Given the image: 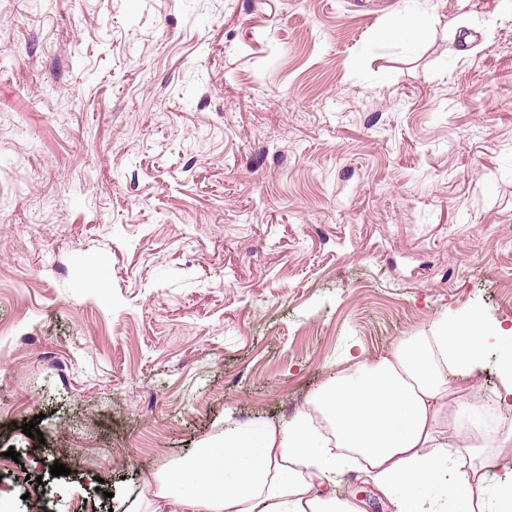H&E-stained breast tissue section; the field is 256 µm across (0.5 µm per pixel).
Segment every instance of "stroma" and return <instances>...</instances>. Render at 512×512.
Masks as SVG:
<instances>
[{"mask_svg":"<svg viewBox=\"0 0 512 512\" xmlns=\"http://www.w3.org/2000/svg\"><path fill=\"white\" fill-rule=\"evenodd\" d=\"M474 2L0 0L12 512H116L448 309L512 327V20Z\"/></svg>","mask_w":512,"mask_h":512,"instance_id":"stroma-1","label":"stroma"}]
</instances>
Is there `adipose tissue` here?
<instances>
[{"label":"adipose tissue","mask_w":512,"mask_h":512,"mask_svg":"<svg viewBox=\"0 0 512 512\" xmlns=\"http://www.w3.org/2000/svg\"><path fill=\"white\" fill-rule=\"evenodd\" d=\"M498 349L497 399L512 400V329L449 311L367 360L353 355L288 419L225 421L223 435L143 478L125 512H361L335 487L359 467L394 512L426 489L448 512H512V426L484 427L462 382Z\"/></svg>","instance_id":"1"}]
</instances>
